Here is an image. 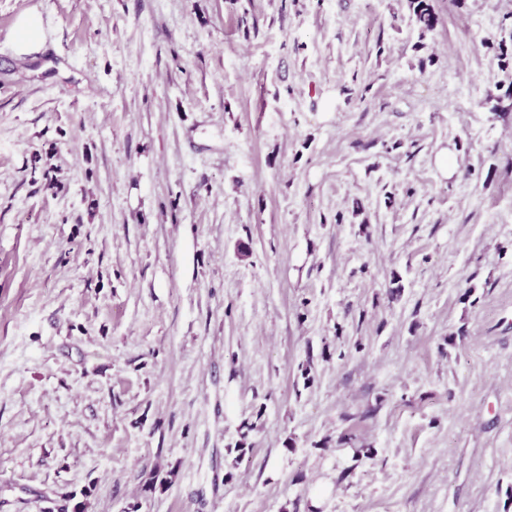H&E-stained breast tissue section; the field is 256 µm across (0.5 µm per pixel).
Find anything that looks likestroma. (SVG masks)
<instances>
[{
    "label": "stroma",
    "instance_id": "35a3bbf8",
    "mask_svg": "<svg viewBox=\"0 0 512 512\" xmlns=\"http://www.w3.org/2000/svg\"><path fill=\"white\" fill-rule=\"evenodd\" d=\"M430 3L0 0V512H512V0ZM408 6L412 11V20L420 30V34L433 30L436 17L429 0H408ZM41 29V14L35 9L21 15L17 19L15 36L18 53H35L43 47L45 40Z\"/></svg>",
    "mask_w": 512,
    "mask_h": 512
}]
</instances>
